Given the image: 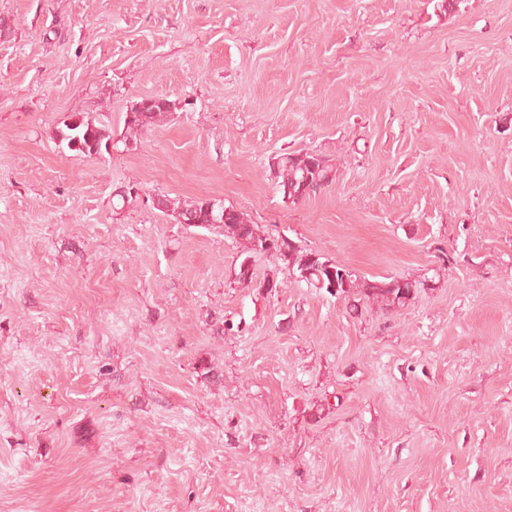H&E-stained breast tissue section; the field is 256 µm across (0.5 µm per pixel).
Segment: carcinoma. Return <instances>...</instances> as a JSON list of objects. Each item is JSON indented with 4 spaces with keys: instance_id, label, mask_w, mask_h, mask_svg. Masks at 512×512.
I'll list each match as a JSON object with an SVG mask.
<instances>
[{
    "instance_id": "cac0c4a2",
    "label": "carcinoma",
    "mask_w": 512,
    "mask_h": 512,
    "mask_svg": "<svg viewBox=\"0 0 512 512\" xmlns=\"http://www.w3.org/2000/svg\"><path fill=\"white\" fill-rule=\"evenodd\" d=\"M178 109V103L166 97L148 106H133L131 115L124 118V126L129 133L137 135L164 120ZM58 137L66 143L69 150L85 157H95L108 148L112 140V127L106 121L81 113L73 115V122L63 124ZM270 173L290 202H299L319 193L335 178L336 171L329 160L319 153L284 152L273 158L269 164ZM160 212L170 216L176 223H182L186 214L194 215L196 224L207 230H217L224 236L235 240L240 248L239 265L234 269L235 282L246 287L253 282L250 261L257 251L254 242L271 238L277 243L276 258L288 273L300 277V280L319 291L331 296L347 297L355 292L367 299L376 300L387 308H399L413 298L421 282L409 278L393 277L386 281H370L359 277L349 266L335 265L319 251L302 248L285 235H273L257 224L247 223L235 208L223 213V207L210 206V200L181 201L161 196ZM339 268L332 275L331 268Z\"/></svg>"
}]
</instances>
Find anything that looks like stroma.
I'll return each instance as SVG.
<instances>
[{
  "instance_id": "1",
  "label": "stroma",
  "mask_w": 512,
  "mask_h": 512,
  "mask_svg": "<svg viewBox=\"0 0 512 512\" xmlns=\"http://www.w3.org/2000/svg\"><path fill=\"white\" fill-rule=\"evenodd\" d=\"M440 3L0 0V512H512V0ZM311 151L335 180L284 200ZM153 195L424 286H243ZM137 102L131 108V118L129 112H126L124 118V126L126 131L134 136L142 133L145 129L150 128L156 123L164 120L168 115L178 109V103L175 100H169L166 97H158V101L148 106H140L142 104ZM71 124L64 122L58 130L57 138L66 143L69 150L81 153L85 157H96L107 151L112 140V127L100 118L76 113ZM269 169L283 198L293 203L319 193L336 174L326 157L313 152L281 153L273 158Z\"/></svg>"
}]
</instances>
